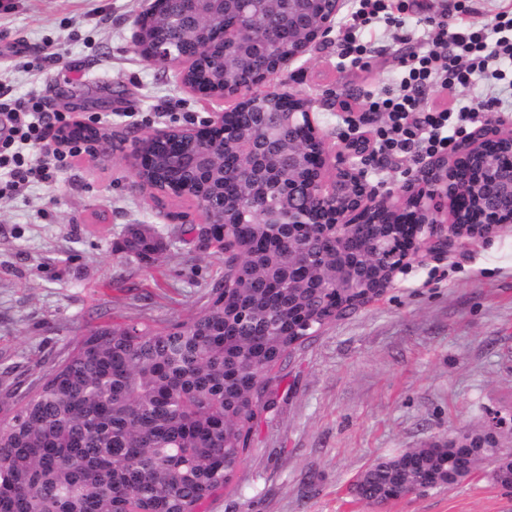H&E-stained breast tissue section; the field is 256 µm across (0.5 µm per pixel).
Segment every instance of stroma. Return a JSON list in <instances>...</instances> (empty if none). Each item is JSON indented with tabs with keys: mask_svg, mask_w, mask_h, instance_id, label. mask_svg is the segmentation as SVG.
Returning a JSON list of instances; mask_svg holds the SVG:
<instances>
[{
	"mask_svg": "<svg viewBox=\"0 0 512 512\" xmlns=\"http://www.w3.org/2000/svg\"><path fill=\"white\" fill-rule=\"evenodd\" d=\"M143 0H0V88L35 98L44 111L95 116L112 153L80 155L50 185L0 197V423L40 372L64 359L90 326L149 320L163 326L196 314L224 274L219 257L174 242L147 265L113 248L126 225L164 238L172 216L197 219L189 201L142 187L126 156L134 138L186 127L232 108L233 98L186 92L173 70L146 62L134 44ZM404 29L367 27L373 57L340 54L342 27L283 75L313 102L330 150L352 131L337 97L401 78L400 39H426L414 11ZM422 158L368 162L378 193L399 192ZM249 451L205 512H512V491L482 465L452 489L379 506L355 498L352 479L375 459L448 435L449 424L483 426L512 413V224L488 238L408 257L381 296L336 318L293 350L269 380Z\"/></svg>",
	"mask_w": 512,
	"mask_h": 512,
	"instance_id": "35a3bbf8",
	"label": "stroma"
}]
</instances>
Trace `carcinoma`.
<instances>
[{
	"instance_id": "1",
	"label": "carcinoma",
	"mask_w": 512,
	"mask_h": 512,
	"mask_svg": "<svg viewBox=\"0 0 512 512\" xmlns=\"http://www.w3.org/2000/svg\"><path fill=\"white\" fill-rule=\"evenodd\" d=\"M202 62L190 75L211 92L224 82V43L211 29L188 43ZM242 136L256 132L251 110L229 117ZM141 139V185L165 181L177 148ZM215 158L205 207L224 232L198 249L219 256L224 276L194 316L158 327L145 322L101 324L81 333L67 358L45 370L0 426V512H202L229 486L249 450L258 413L273 399L269 375L325 324L355 308L377 270L359 280L340 275L378 253L401 252L402 232L386 224H355L345 244L324 224H261L259 194L238 180L240 160L220 132L196 142ZM166 244L146 230L125 228L121 249L157 261ZM501 434L452 427L448 439L376 459L355 483L358 500L383 504L467 482L486 462L492 479L512 489V453Z\"/></svg>"
}]
</instances>
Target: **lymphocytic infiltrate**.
Segmentation results:
<instances>
[{"label":"lymphocytic infiltrate","instance_id":"obj_1","mask_svg":"<svg viewBox=\"0 0 512 512\" xmlns=\"http://www.w3.org/2000/svg\"><path fill=\"white\" fill-rule=\"evenodd\" d=\"M379 20L397 27L403 24L401 17L389 13L387 0H351L344 20V54L358 61L369 56L371 47L362 41L361 33ZM504 57L512 60V9L496 13L487 22L472 18L452 31L437 24L431 47L402 59L399 84L368 96V112L387 116L386 123L377 130L383 157L413 152L429 157L443 154L453 135L465 132L468 123L501 110L502 100L494 89L461 107L428 105L423 95L429 90L450 91L468 85L477 73L503 80L496 63ZM0 116L8 122L7 130L0 132V195L17 194L33 182L51 180L82 151L81 144L75 142L68 143L63 151L42 148L49 129L70 126V118L64 113L45 112L38 104L29 109L17 102L1 101Z\"/></svg>","mask_w":512,"mask_h":512}]
</instances>
